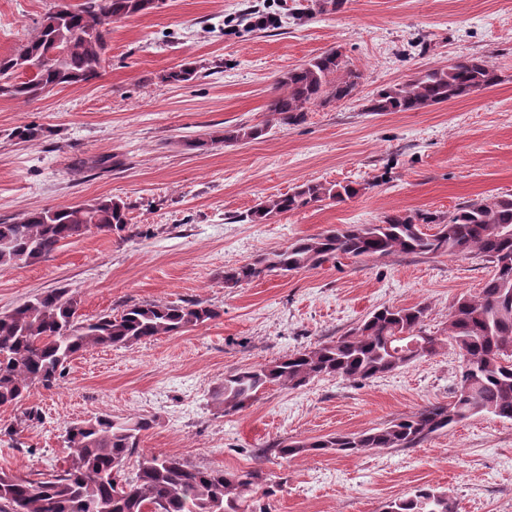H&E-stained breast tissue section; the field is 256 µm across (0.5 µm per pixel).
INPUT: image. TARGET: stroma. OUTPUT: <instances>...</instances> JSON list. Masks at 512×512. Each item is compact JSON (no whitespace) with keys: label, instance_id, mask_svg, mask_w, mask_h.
I'll return each mask as SVG.
<instances>
[{"label":"stroma","instance_id":"obj_1","mask_svg":"<svg viewBox=\"0 0 512 512\" xmlns=\"http://www.w3.org/2000/svg\"><path fill=\"white\" fill-rule=\"evenodd\" d=\"M253 1L280 15V27L241 24ZM55 2L0 0V55ZM109 28L98 80L28 103L0 97V220L114 196L130 205V230L93 231L50 258L0 269V312L66 287L88 318L186 300L222 315L133 348L77 355L59 386L26 399L42 419L22 432L20 448L0 453V468L31 478L61 470L70 423L143 415L157 419L143 449L285 478L274 499L253 495L267 512H383L424 485L446 491L455 512H512V421L490 414L414 448L290 460L272 451L448 403L461 374L452 346L361 383L273 386L229 415L212 399L225 374L334 339L383 305L424 304L427 330L442 333L456 300L493 276L478 257L401 254L273 272L233 289L222 279L227 267L332 227L376 224L396 211L444 215L468 200L512 195V0H344L339 11L300 21L288 17L286 0H165ZM330 49L362 76L352 97L315 103L305 123L273 126L262 139L211 144L225 129L268 120L279 77ZM461 55L487 58L500 83L417 112L369 111L378 90ZM184 62L196 68L190 81H163ZM25 125L42 127V137L19 141ZM198 140L207 148L196 149ZM106 155L117 165L92 166ZM306 181L362 190L339 205L246 222L260 200Z\"/></svg>","mask_w":512,"mask_h":512}]
</instances>
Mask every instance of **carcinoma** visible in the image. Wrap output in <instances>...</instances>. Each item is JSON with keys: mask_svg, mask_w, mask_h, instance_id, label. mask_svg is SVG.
<instances>
[{"mask_svg": "<svg viewBox=\"0 0 512 512\" xmlns=\"http://www.w3.org/2000/svg\"><path fill=\"white\" fill-rule=\"evenodd\" d=\"M161 4L162 0H80L49 10L23 44L0 55V97L29 102L57 86L99 78L108 61L109 23L150 14ZM195 72L192 65L182 64L162 80L186 82ZM360 80L361 74L347 68L339 51H325L279 78L266 104L272 122L235 126L208 143L191 142L188 147L258 140L273 122L301 125L310 105L348 98ZM499 82L498 70L489 60L459 57L446 67L381 89L368 110L418 111ZM358 192L350 184L308 181L258 203L246 220L263 223L310 205L341 203ZM128 210L119 198L100 197L0 220V269L47 258L64 243L87 234L91 224L100 233L120 234L129 229ZM425 224L435 225L436 232H424ZM472 253L493 264L495 273L479 295L457 300L444 337L425 328L427 306H383L334 340L225 375L213 390V400L227 415L270 386L294 389L326 376L353 382L377 378L436 353L447 340L462 360L460 381L449 403L426 406L383 427L313 441H283L275 445L277 453L284 458L314 452L351 456L366 449L414 448L478 414L512 420V195L466 201L446 216L395 212L379 224H349L304 236L281 250L225 268L224 287L236 288L271 272L314 269L341 257ZM219 317L216 307L185 301L134 303L118 316L84 318L70 290L39 294L0 313V407L18 405L34 389L54 387L66 364L80 352L100 346L132 348ZM465 386L470 390L466 396ZM40 420L41 414L32 409L7 426V449H14V436ZM153 424L150 417L114 418L106 413L71 423L65 431L67 467L60 473L30 479L0 471V512H248L247 495L259 491L269 498L282 488L281 482L258 469L225 472L198 468L174 455L138 452L141 434ZM135 454L137 467L130 471L128 463ZM385 512H453V505L446 492L420 487L387 503Z\"/></svg>", "mask_w": 512, "mask_h": 512, "instance_id": "carcinoma-1", "label": "carcinoma"}]
</instances>
